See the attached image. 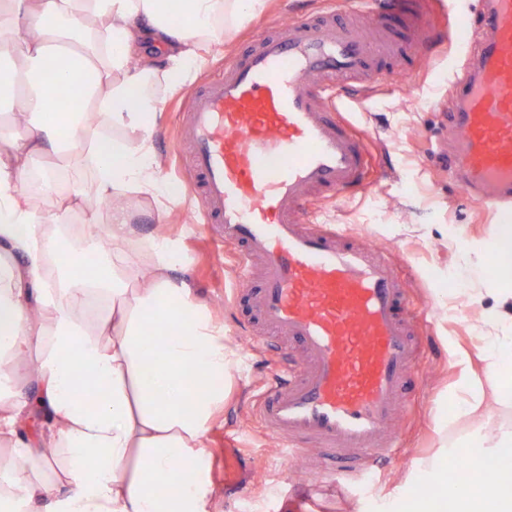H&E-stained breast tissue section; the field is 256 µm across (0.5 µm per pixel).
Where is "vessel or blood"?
<instances>
[{
  "instance_id": "vessel-or-blood-1",
  "label": "vessel or blood",
  "mask_w": 512,
  "mask_h": 512,
  "mask_svg": "<svg viewBox=\"0 0 512 512\" xmlns=\"http://www.w3.org/2000/svg\"><path fill=\"white\" fill-rule=\"evenodd\" d=\"M364 2L383 21L371 36L328 12L262 31L195 89L178 131L187 187L237 259L233 299L248 305L252 346L292 344L259 419L286 456L318 448L311 466L323 487L396 460V415L427 357L390 259L310 210L370 182V152L341 115L342 94L366 92L385 79L382 62L407 63L430 42L418 0ZM456 36L470 58L449 88L448 177L512 225V0H480Z\"/></svg>"
}]
</instances>
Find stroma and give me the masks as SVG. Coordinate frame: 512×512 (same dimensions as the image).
<instances>
[{"label":"stroma","mask_w":512,"mask_h":512,"mask_svg":"<svg viewBox=\"0 0 512 512\" xmlns=\"http://www.w3.org/2000/svg\"><path fill=\"white\" fill-rule=\"evenodd\" d=\"M327 0H268L263 13L245 23L229 41L206 50V63L159 112L153 146L166 182L184 169L177 138L179 112L196 85L249 43L253 34L295 14H317ZM433 45L413 58L405 73L380 85L377 93L355 103L349 119L367 135L379 170L372 183L340 199L319 204L325 224H341L355 237L387 251L406 280L407 294L419 304V326L432 353L420 366L408 395L413 403L401 420L407 433L400 443L403 461L364 482L319 492L307 464L285 461L278 440L268 434L253 411L280 350L256 352L240 324L246 307L230 309L224 297L236 285V269L223 245L203 222L189 191L164 205L143 199L133 211L137 235L126 247L140 267L152 264L141 239L163 235L178 241L181 261L172 272L187 281L195 298L224 326L241 350V363L228 384L229 394L206 435L212 478L217 487L215 512H426L429 499L408 475L414 463L432 455L441 438L461 441L470 429L453 395L460 384L459 361L487 353L481 337L483 316L492 298L473 301L475 283L493 287V261L475 274L476 257L494 234L491 212L448 183V79L461 69L464 51L455 40L460 16L475 14L477 0H422Z\"/></svg>","instance_id":"1"}]
</instances>
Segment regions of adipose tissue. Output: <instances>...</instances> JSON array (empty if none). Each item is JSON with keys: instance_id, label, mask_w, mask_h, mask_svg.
I'll list each match as a JSON object with an SVG mask.
<instances>
[{"instance_id": "ef3b65f1", "label": "adipose tissue", "mask_w": 512, "mask_h": 512, "mask_svg": "<svg viewBox=\"0 0 512 512\" xmlns=\"http://www.w3.org/2000/svg\"><path fill=\"white\" fill-rule=\"evenodd\" d=\"M267 0H0V27L16 35L0 44V111L31 119L27 141L0 153V362L37 346L34 397L0 399V442H10L15 466L0 477V512H214L215 488L207 432L224 403L225 377L240 348L225 336L191 286L173 279L178 244L149 239L153 264L141 269L125 243L135 233L132 198L175 199L153 148L155 118L203 61V46L221 44ZM75 36L71 69L61 78L74 99L54 121L39 77L63 31ZM151 65H134L148 50ZM115 136H108V129ZM56 157L61 169L89 170L60 192L56 174L38 186L58 194L63 208L128 192L111 208L112 246L98 249L93 271L84 252L100 237L87 213L81 245L49 233L17 189L31 159ZM62 275L51 286L47 262ZM112 302V326L94 333L79 313L90 292ZM484 333L486 388L463 399L462 412L512 405V289L495 288ZM56 424L39 444L18 429L29 405ZM463 445L497 464L500 486L512 485V428L488 435L482 426ZM458 445L442 442L417 461L411 479L447 486L430 512H512V497L476 496L448 485L444 461Z\"/></svg>"}]
</instances>
